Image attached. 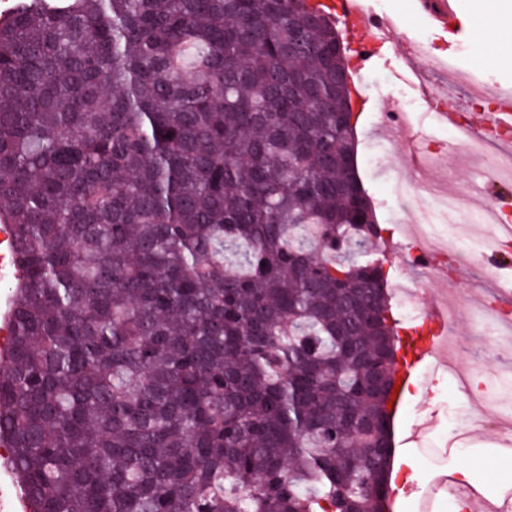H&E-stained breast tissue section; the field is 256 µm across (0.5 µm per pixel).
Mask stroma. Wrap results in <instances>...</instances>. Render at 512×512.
I'll use <instances>...</instances> for the list:
<instances>
[{
  "mask_svg": "<svg viewBox=\"0 0 512 512\" xmlns=\"http://www.w3.org/2000/svg\"><path fill=\"white\" fill-rule=\"evenodd\" d=\"M366 5L378 15L391 17L399 26L391 41L379 44L373 67H350L362 109L357 126L358 173L374 203L378 222L385 229V239L406 247L405 253L383 255L389 285L420 286L424 289V302L445 300L458 306L460 319L455 327L453 357L475 372L481 391L495 395L501 403L512 404V351L487 358L484 342L471 334L470 313L474 301L485 300L489 292L493 279L490 268L477 258L448 279H433L408 253L413 245L409 227L418 220V204L403 196L406 184L415 179V171L404 153L402 139L385 144L375 165L366 162L368 154L382 142V113L396 111L407 100L414 104L408 115L409 133L433 144L442 154L440 162L426 171L429 182H440L444 173L453 170L475 187H486L488 195L512 192V182L484 186L478 163L466 158L463 150L451 147L418 83L408 74L405 51L419 36H427L434 55L453 68L473 72L478 86L491 94H512V69L490 60L476 63V0H458L461 26L452 33L431 26L415 0H367ZM408 387L404 411L394 420V463L399 467L415 463L421 480L407 482L398 476L392 481V488L407 493L401 512H420L421 497L429 482L440 475H456L468 459L482 463L473 484L484 496L495 498L512 492V481L501 477L504 470L512 469V458L503 453L500 433L488 427L487 411L477 408L470 393L456 385L447 366L430 363L410 379Z\"/></svg>",
  "mask_w": 512,
  "mask_h": 512,
  "instance_id": "stroma-1",
  "label": "stroma"
}]
</instances>
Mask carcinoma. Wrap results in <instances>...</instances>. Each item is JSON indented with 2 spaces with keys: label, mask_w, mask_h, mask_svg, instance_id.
Instances as JSON below:
<instances>
[{
  "label": "carcinoma",
  "mask_w": 512,
  "mask_h": 512,
  "mask_svg": "<svg viewBox=\"0 0 512 512\" xmlns=\"http://www.w3.org/2000/svg\"><path fill=\"white\" fill-rule=\"evenodd\" d=\"M11 6L0 446L29 512H388L402 321L336 28L305 0ZM12 250L13 243L10 231L7 226H0V302H2V308L6 301L7 287L12 281V276L4 277L5 275L12 272ZM9 284V285H8Z\"/></svg>",
  "instance_id": "obj_1"
}]
</instances>
